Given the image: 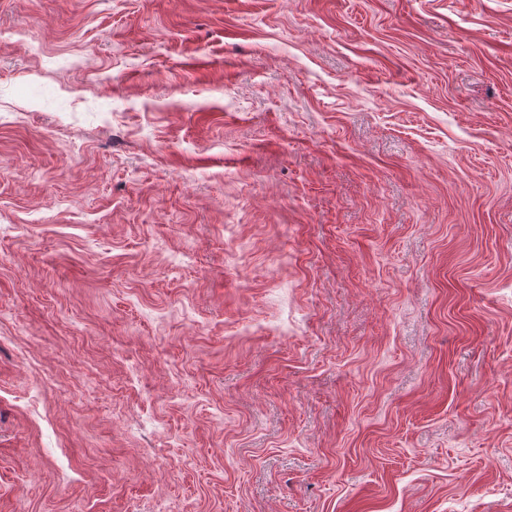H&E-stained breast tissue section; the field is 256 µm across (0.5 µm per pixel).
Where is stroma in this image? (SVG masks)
<instances>
[{
    "mask_svg": "<svg viewBox=\"0 0 512 512\" xmlns=\"http://www.w3.org/2000/svg\"><path fill=\"white\" fill-rule=\"evenodd\" d=\"M0 512H512V0H0Z\"/></svg>",
    "mask_w": 512,
    "mask_h": 512,
    "instance_id": "1",
    "label": "stroma"
}]
</instances>
